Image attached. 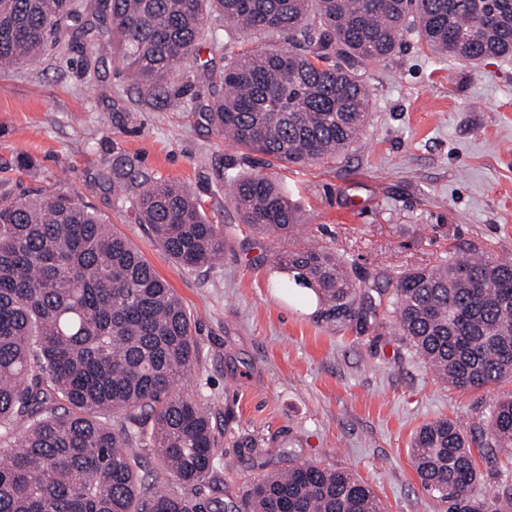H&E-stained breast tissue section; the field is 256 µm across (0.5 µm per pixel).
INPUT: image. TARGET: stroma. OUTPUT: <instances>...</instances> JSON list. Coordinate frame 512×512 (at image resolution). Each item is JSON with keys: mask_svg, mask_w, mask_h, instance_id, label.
<instances>
[{"mask_svg": "<svg viewBox=\"0 0 512 512\" xmlns=\"http://www.w3.org/2000/svg\"><path fill=\"white\" fill-rule=\"evenodd\" d=\"M99 55L97 68L85 60ZM207 50L174 82L181 96H146L101 46L49 52L0 72V176L9 188L61 189L101 213L174 289L195 321L199 357L183 394L204 400L217 440L211 478L186 486L140 449L151 480L200 501L243 497L263 473L301 464L346 469L385 512H443L411 462L419 428L438 418L480 436L512 380L460 390L438 379L404 337L389 306L397 274L473 249L512 257V56L472 65L440 56L415 33L361 67L370 116L334 159L292 165L225 142L201 115ZM32 158L18 169L19 154ZM182 183L224 228V262L187 271L146 227L128 223L101 174L116 157ZM275 177L302 224L282 243L243 223L227 165ZM330 247L367 288L375 318L337 322L315 295L271 263L289 244ZM272 449L265 467L242 441ZM474 487L493 512H512V466L501 450L473 451Z\"/></svg>", "mask_w": 512, "mask_h": 512, "instance_id": "stroma-1", "label": "stroma"}]
</instances>
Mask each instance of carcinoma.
<instances>
[{"mask_svg":"<svg viewBox=\"0 0 512 512\" xmlns=\"http://www.w3.org/2000/svg\"><path fill=\"white\" fill-rule=\"evenodd\" d=\"M214 23L283 46L226 55L210 33L224 67L205 68L202 115L232 144L299 165L334 159L358 138L369 115L359 69L392 53L411 25L466 63L512 56V0H0V69L107 34L150 96L197 57ZM109 182L131 223L147 225L183 269L223 256L224 227L185 186L126 161L102 175ZM226 182L245 223L284 241L300 224L271 176L237 172ZM271 261L316 294L325 317L362 316V288L330 248L282 249ZM391 286L399 335L440 378L462 389L512 380V261L453 256ZM197 359L190 314L101 214L64 191L0 193V512H384L352 473L315 464L262 476L240 510L145 484L129 448L156 449L186 485L213 471L208 411L176 392ZM19 420L28 426L17 438ZM478 447L512 450V394L493 404ZM411 460L446 512H485L457 423L420 427Z\"/></svg>","mask_w":512,"mask_h":512,"instance_id":"cac0c4a2","label":"carcinoma"}]
</instances>
